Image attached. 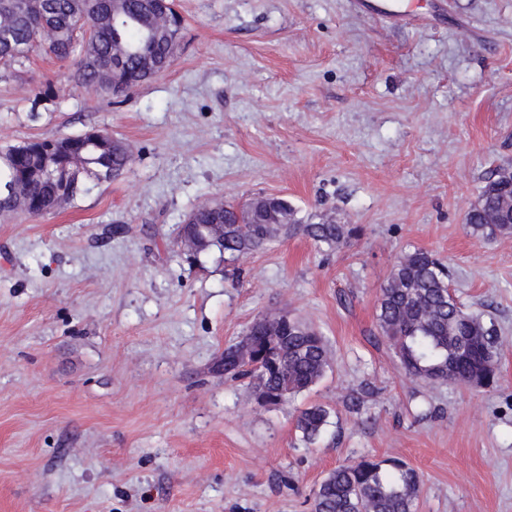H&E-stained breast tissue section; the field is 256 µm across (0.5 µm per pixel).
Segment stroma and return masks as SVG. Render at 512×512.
<instances>
[{
	"instance_id": "35a3bbf8",
	"label": "stroma",
	"mask_w": 512,
	"mask_h": 512,
	"mask_svg": "<svg viewBox=\"0 0 512 512\" xmlns=\"http://www.w3.org/2000/svg\"><path fill=\"white\" fill-rule=\"evenodd\" d=\"M354 2L176 0V61L121 98L41 52L0 63V145L95 127L133 154L54 212L0 217V512H311L367 455L419 473L418 512H512V237L465 227L512 163V0H414L411 24ZM255 195L361 235L273 244L238 278L184 261L192 209ZM416 248L495 329L494 387L411 380L380 336V289ZM274 310L332 352L279 405L211 370ZM313 404L330 417L309 445ZM329 411L321 405H313L300 411L296 427L309 442L319 438L328 423Z\"/></svg>"
}]
</instances>
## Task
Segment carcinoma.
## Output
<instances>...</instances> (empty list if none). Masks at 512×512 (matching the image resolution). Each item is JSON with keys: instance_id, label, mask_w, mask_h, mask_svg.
I'll return each instance as SVG.
<instances>
[{"instance_id": "carcinoma-1", "label": "carcinoma", "mask_w": 512, "mask_h": 512, "mask_svg": "<svg viewBox=\"0 0 512 512\" xmlns=\"http://www.w3.org/2000/svg\"><path fill=\"white\" fill-rule=\"evenodd\" d=\"M182 19L174 0H0V60L21 63L35 50L73 59L86 88L129 94L171 67L181 49ZM75 147L39 174L47 140L32 139L0 150V214L48 213L86 191L89 180L114 179L132 161L125 147L112 149L104 130L69 135ZM198 224L224 225V240L213 244L226 262H236L275 242L266 236L248 205L191 210ZM476 235L512 236V167L488 177L477 202L465 215ZM357 228L324 220L303 224L289 209L288 226L278 239L301 236L316 245L350 244ZM379 334L402 369L428 386L453 383L489 387L498 376L495 336L482 318L467 312L451 293L445 265L431 253H404L381 287L376 307ZM321 334L288 319V326L263 316L244 336L224 347L213 370L246 380L253 393L277 405L316 385L329 366ZM329 411L313 405L300 411L296 427L309 442L319 438ZM420 476L401 461L368 457L336 467L314 492L312 512H416Z\"/></svg>"}]
</instances>
